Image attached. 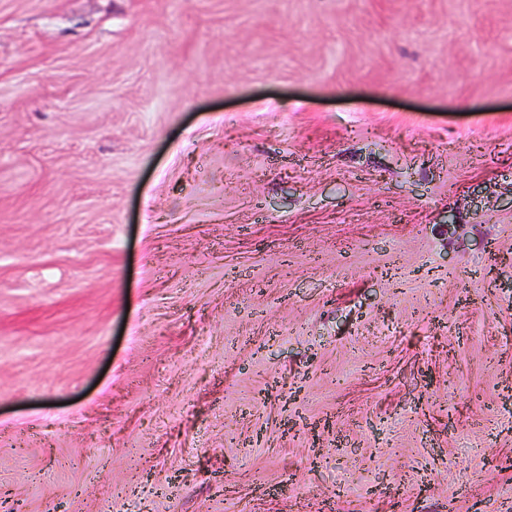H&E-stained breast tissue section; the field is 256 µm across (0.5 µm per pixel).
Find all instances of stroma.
Segmentation results:
<instances>
[{"mask_svg":"<svg viewBox=\"0 0 512 512\" xmlns=\"http://www.w3.org/2000/svg\"><path fill=\"white\" fill-rule=\"evenodd\" d=\"M0 512H512V0H0Z\"/></svg>","mask_w":512,"mask_h":512,"instance_id":"35a3bbf8","label":"stroma"}]
</instances>
